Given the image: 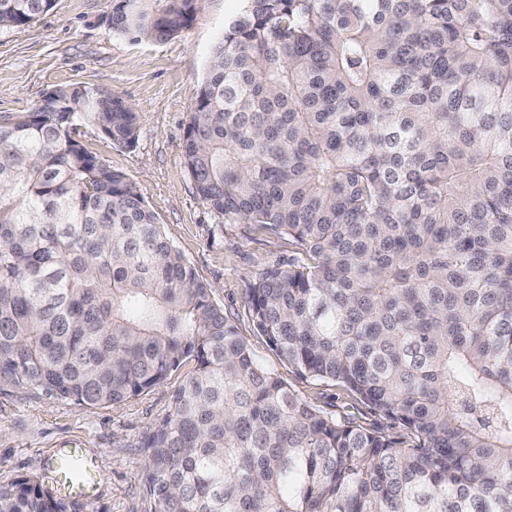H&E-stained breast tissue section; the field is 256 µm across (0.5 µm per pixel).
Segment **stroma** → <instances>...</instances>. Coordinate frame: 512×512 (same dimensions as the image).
I'll list each match as a JSON object with an SVG mask.
<instances>
[{
  "label": "stroma",
  "mask_w": 512,
  "mask_h": 512,
  "mask_svg": "<svg viewBox=\"0 0 512 512\" xmlns=\"http://www.w3.org/2000/svg\"><path fill=\"white\" fill-rule=\"evenodd\" d=\"M244 0H204L192 25L175 38L131 41L112 31V0H54L32 23L0 30V113L27 112L45 93L80 84L121 97L139 117L134 147H120L95 126L76 138L137 186L143 200L195 269L212 299L270 368L322 410L376 418L340 386L301 380L282 368L258 336L244 291L266 268L295 252L287 240L227 224L197 196L183 158V138L213 46ZM175 381L114 407L49 400L24 384H0V484L41 476L57 449L79 446L94 456L103 480L86 512H149L144 474L148 430L171 404Z\"/></svg>",
  "instance_id": "obj_1"
}]
</instances>
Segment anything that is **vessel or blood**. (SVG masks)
<instances>
[{
	"label": "vessel or blood",
	"mask_w": 512,
	"mask_h": 512,
	"mask_svg": "<svg viewBox=\"0 0 512 512\" xmlns=\"http://www.w3.org/2000/svg\"><path fill=\"white\" fill-rule=\"evenodd\" d=\"M45 478L57 493L77 500L92 499L102 474L83 448H61L45 464Z\"/></svg>",
	"instance_id": "b4317fda"
}]
</instances>
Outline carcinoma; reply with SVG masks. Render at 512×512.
<instances>
[{
  "mask_svg": "<svg viewBox=\"0 0 512 512\" xmlns=\"http://www.w3.org/2000/svg\"><path fill=\"white\" fill-rule=\"evenodd\" d=\"M200 2L113 0L112 32ZM83 122L138 138L80 85L0 113V383L115 406L193 363L144 440L150 512H512V0H246L186 125L200 199L298 251L248 284L256 333L399 440L259 361ZM0 512L83 506L23 477Z\"/></svg>",
  "mask_w": 512,
  "mask_h": 512,
  "instance_id": "cac0c4a2",
  "label": "carcinoma"
}]
</instances>
